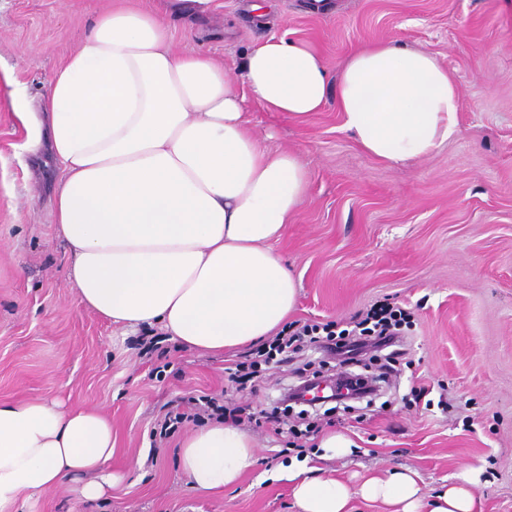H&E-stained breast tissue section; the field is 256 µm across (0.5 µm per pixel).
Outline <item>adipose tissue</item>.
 <instances>
[{"mask_svg":"<svg viewBox=\"0 0 512 512\" xmlns=\"http://www.w3.org/2000/svg\"><path fill=\"white\" fill-rule=\"evenodd\" d=\"M201 2L99 13L24 118L47 128L60 166L49 207L69 253L68 286L112 322L158 325L184 347L219 353L271 335L298 295L272 245L303 206L310 176L294 153L260 144L246 98L293 121L335 99L343 131L366 154L402 164L457 134L460 95L434 54L394 41L356 49L333 73L310 44L269 38L230 75L223 62L172 46L164 15ZM111 457L112 424L98 411L0 403V512L81 474V497L100 500L114 482L104 469ZM254 463L249 433L219 420L179 451L201 492L236 485ZM288 479L299 512H352L357 498L388 512H481L465 474L429 497L410 469L354 487L298 464Z\"/></svg>","mask_w":512,"mask_h":512,"instance_id":"adipose-tissue-1","label":"adipose tissue"}]
</instances>
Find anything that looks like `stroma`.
I'll use <instances>...</instances> for the list:
<instances>
[{
  "instance_id": "1",
  "label": "stroma",
  "mask_w": 512,
  "mask_h": 512,
  "mask_svg": "<svg viewBox=\"0 0 512 512\" xmlns=\"http://www.w3.org/2000/svg\"><path fill=\"white\" fill-rule=\"evenodd\" d=\"M113 0H0V403L60 398L112 420L113 473L88 502L71 481L33 512H297L291 460L358 481L415 470L424 493L475 474L482 512H512V0H206L166 22L177 51L236 69L257 39L315 46L336 68L365 43L396 40L437 54L461 99L459 131L437 155L392 166L343 132L335 100L301 122L247 101L260 141L295 153L310 172L306 201L272 249L299 283L295 326L351 328L372 305L404 311L406 362L373 400L283 413L284 387L334 374L336 360L308 352L298 367L265 371L257 392L232 390L226 367L249 348L222 354L165 338L142 350L139 333L87 308L65 283L69 257L47 196L57 176L15 99L33 104ZM203 395L250 405L241 425L256 463L240 482L203 494L189 487L178 449L197 424L168 435L169 402ZM287 423L277 434L273 421ZM345 433L348 455L320 460L319 439Z\"/></svg>"
}]
</instances>
